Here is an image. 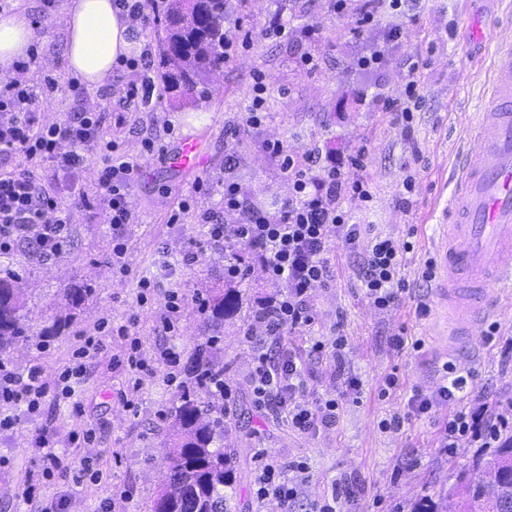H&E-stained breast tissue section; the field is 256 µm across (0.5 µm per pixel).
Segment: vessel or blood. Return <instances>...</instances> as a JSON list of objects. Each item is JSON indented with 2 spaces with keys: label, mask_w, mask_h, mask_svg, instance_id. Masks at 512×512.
I'll list each match as a JSON object with an SVG mask.
<instances>
[{
  "label": "vessel or blood",
  "mask_w": 512,
  "mask_h": 512,
  "mask_svg": "<svg viewBox=\"0 0 512 512\" xmlns=\"http://www.w3.org/2000/svg\"><path fill=\"white\" fill-rule=\"evenodd\" d=\"M483 148L463 157L443 212L438 248L437 300L452 326L448 354L470 346L475 326L493 309L497 293L512 289V44L496 43L490 101L471 128ZM176 166L199 167L193 140L180 143Z\"/></svg>",
  "instance_id": "b4317fda"
}]
</instances>
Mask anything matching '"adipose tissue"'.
Listing matches in <instances>:
<instances>
[{"instance_id":"1","label":"adipose tissue","mask_w":512,"mask_h":512,"mask_svg":"<svg viewBox=\"0 0 512 512\" xmlns=\"http://www.w3.org/2000/svg\"><path fill=\"white\" fill-rule=\"evenodd\" d=\"M69 73L94 92L112 78L119 58L133 54L139 39L117 0H62ZM41 40L39 27L24 9L0 12V80L13 79Z\"/></svg>"}]
</instances>
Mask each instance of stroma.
Here are the masks:
<instances>
[{"label":"stroma","instance_id":"1","mask_svg":"<svg viewBox=\"0 0 512 512\" xmlns=\"http://www.w3.org/2000/svg\"><path fill=\"white\" fill-rule=\"evenodd\" d=\"M511 13L512 0H410L408 10H384L373 24L357 30L351 16L336 14L331 0H231L232 34L238 41L250 38L252 45L238 63L212 76L208 103L193 107L168 101L128 111L113 102L104 124L106 137L118 141L131 158L140 157L144 142L160 148L140 172L134 193L138 221L122 234L129 273L122 278L113 274L112 229L93 206L72 209L71 236L53 260L42 261L21 247L0 254V273L10 269L26 274L21 286L35 328L50 324L61 289L79 281L95 288L65 335L47 347L18 348L7 360L22 373L39 368L46 382H55L82 337L95 335L101 321L119 326L134 315L141 352L154 360L155 373L132 391L135 410H126L120 394L130 391L129 375L114 362L123 344L105 338L71 399L46 401L40 415L21 417L15 428L0 430V512H43L60 498L67 501L66 512H152L165 481L169 416L179 385L191 370L192 352L202 340L204 317L193 298L202 284L224 276V249L206 244L199 215L223 212L218 182L227 175L262 207L271 210L286 201L291 185L280 159L267 149L275 141L301 165L310 153H321V165L314 170L318 176L331 159L345 161L346 176L369 183L374 192L370 209L350 208V221L361 236L400 242L411 234L416 246L403 259L408 289L402 302L378 310L361 288L358 254L342 239H331V285L313 290L315 321L291 335L286 345L310 372L304 399L326 396L341 384L328 359L310 350L314 339L336 331L347 343L344 375L361 386L335 423L315 436H300L284 415L255 408L249 338L262 336L263 330L249 321L225 325L224 380L232 395L224 402L229 430L224 445L234 453L233 512L257 510L252 484L260 448L307 463L309 496L294 505V512H308L310 498L337 483L354 490L350 512H415L418 504L440 501L470 476L481 449L462 448L447 456L437 446L450 405L416 415L407 404L414 393L430 394L442 365L450 362L467 375L477 402L490 404L512 422V360L504 355L512 345V299L501 300L491 318L498 327L493 338L485 339V327H477L476 353L452 361L448 339L440 334L434 285L421 277L425 260L437 253L436 218L454 187L456 164L481 150L470 127L483 105L493 44L498 39L512 42V26L503 23ZM274 19L287 24V39L264 36ZM39 30L37 62L26 66L19 79L36 83L45 74L55 78L58 89L43 114L45 121L75 107L95 108L110 92L137 81L136 73L120 67L109 86L73 94V77L63 59L61 16L40 23ZM305 54L317 60L315 69L303 68L300 58ZM371 54L379 55L380 63L362 68L361 58ZM420 59L426 63L417 74L422 100L406 133L392 123L381 101L398 94L411 64ZM257 71L268 82L267 118L247 127L243 116ZM187 138L198 141L204 156L203 166L192 172L177 170L169 161ZM355 153L360 162L348 165ZM409 175L415 178L410 193L403 187ZM206 178L212 188L195 193L197 181ZM188 196L194 199L192 209L181 223H170L172 209ZM197 243L203 246L198 260L183 263L184 253ZM143 277L153 279L157 288L152 302L142 307L136 294ZM171 291L185 294L187 301L175 331L168 333L161 317ZM421 302L429 308L424 317L416 313ZM401 332L421 338L423 349L393 350L392 337ZM170 350L177 354L172 364L162 358ZM390 373L399 376L401 389L390 399H379L378 385ZM394 414L402 418L401 430L381 432L378 422ZM43 428L60 459L59 468L47 476L39 466L43 451L35 446L36 433ZM87 460L92 463L90 475L74 483V470ZM31 485L36 492L28 500L23 491Z\"/></svg>","mask_w":512,"mask_h":512}]
</instances>
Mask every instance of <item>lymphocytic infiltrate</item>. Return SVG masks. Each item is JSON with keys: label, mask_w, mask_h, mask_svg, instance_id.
I'll use <instances>...</instances> for the list:
<instances>
[{"label": "lymphocytic infiltrate", "mask_w": 512, "mask_h": 512, "mask_svg": "<svg viewBox=\"0 0 512 512\" xmlns=\"http://www.w3.org/2000/svg\"><path fill=\"white\" fill-rule=\"evenodd\" d=\"M55 88L54 79L49 77L40 84L10 82L0 86V161L18 155L27 160L26 166L0 171V253L33 240L39 246L40 258L51 260L70 236L69 209L73 206L97 203L116 235L137 218L132 198L140 160L120 153L117 142L105 139L106 107L68 112L51 123L43 121L46 96ZM90 147L99 155L96 191L91 196L72 191L70 207H63L49 186L43 164L51 161L56 169L69 170L79 164L81 150ZM268 149L281 160L292 185L291 197L269 214L250 206L238 183L225 179L219 183L224 209L238 213V224L227 228L214 212L202 213L200 219L208 227L210 242L240 246L257 256L266 280L277 289L259 320L267 342L254 350L257 365L250 387L257 408L279 404L286 410L289 424L307 435L335 423L339 409L358 391L359 382L348 378L333 396L310 403L298 400L305 383L303 366L297 365L289 354L272 357L269 349L313 322L310 294L329 285L326 253L331 238L342 237L350 249L359 251L364 295L380 310L401 302L407 289L402 275L403 257L413 251L414 244L377 236L364 240L356 226L349 224L344 201H372L369 185L349 181L336 165L328 167L322 180H315L310 166L319 161V154H310L309 166L302 167L281 143L269 144ZM102 347L99 337H85L74 353V363L52 387L42 382L40 370H30L23 377L9 362L0 360V405H22L27 414L35 415L46 399L71 398L74 382L84 376L86 359ZM466 388V378L446 364L431 394H414L409 406L413 413L423 415L436 405L454 403L455 409L438 436L443 452L471 446L500 447L512 427L491 416L487 404L473 405ZM256 456L260 462L254 478L258 502L274 501L287 510L303 497L310 482L305 463L282 461L264 448L257 449Z\"/></svg>", "instance_id": "1"}]
</instances>
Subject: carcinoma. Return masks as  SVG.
Wrapping results in <instances>:
<instances>
[{"label": "carcinoma", "mask_w": 512, "mask_h": 512, "mask_svg": "<svg viewBox=\"0 0 512 512\" xmlns=\"http://www.w3.org/2000/svg\"><path fill=\"white\" fill-rule=\"evenodd\" d=\"M158 22L159 50L165 67L160 80L165 92L178 91V101L197 104L209 97L211 75L224 70V21L227 0H171L159 6L149 0ZM19 277L0 278V354L38 345L62 335L71 325L73 310L92 295L82 282L63 289L67 312L54 316L39 333L26 315V298ZM244 295L238 281L205 289L200 311L205 315V342L194 352V371L182 382L178 405L170 415L167 468L174 470L155 503L154 512H224L226 488L235 482L232 454L224 449V404L207 399L224 379L219 359L224 353V322L242 316ZM479 475L460 480L456 512H499L512 504V443L507 442L477 463Z\"/></svg>", "instance_id": "cac0c4a2"}]
</instances>
